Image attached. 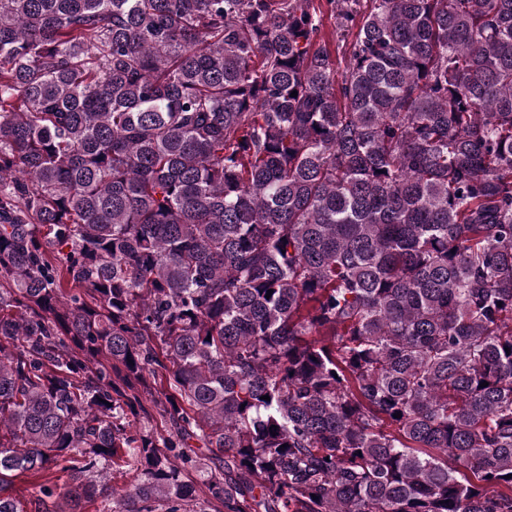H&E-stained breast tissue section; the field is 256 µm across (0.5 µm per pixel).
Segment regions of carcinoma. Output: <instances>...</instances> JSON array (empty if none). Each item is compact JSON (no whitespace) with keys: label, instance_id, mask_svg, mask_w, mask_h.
<instances>
[{"label":"carcinoma","instance_id":"carcinoma-1","mask_svg":"<svg viewBox=\"0 0 512 512\" xmlns=\"http://www.w3.org/2000/svg\"><path fill=\"white\" fill-rule=\"evenodd\" d=\"M120 462L512 512V0H0V512Z\"/></svg>","mask_w":512,"mask_h":512}]
</instances>
